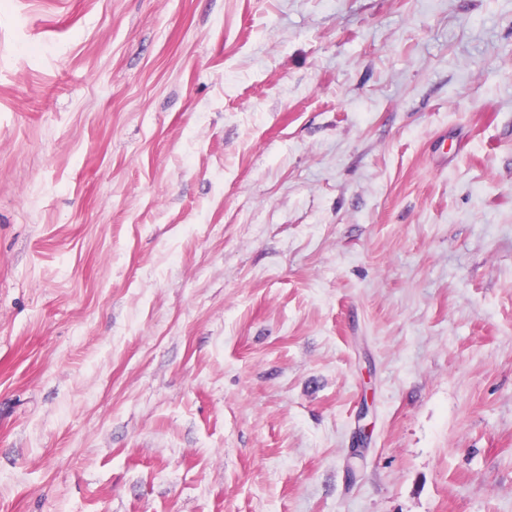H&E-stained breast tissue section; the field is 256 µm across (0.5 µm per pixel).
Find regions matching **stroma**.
<instances>
[{
  "label": "stroma",
  "instance_id": "obj_1",
  "mask_svg": "<svg viewBox=\"0 0 512 512\" xmlns=\"http://www.w3.org/2000/svg\"><path fill=\"white\" fill-rule=\"evenodd\" d=\"M0 512H512V0H0Z\"/></svg>",
  "mask_w": 512,
  "mask_h": 512
}]
</instances>
